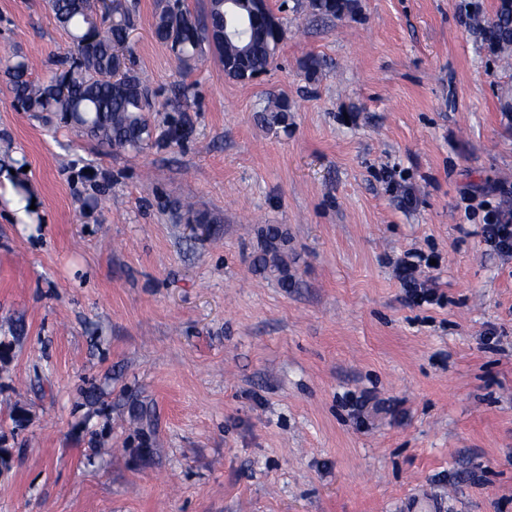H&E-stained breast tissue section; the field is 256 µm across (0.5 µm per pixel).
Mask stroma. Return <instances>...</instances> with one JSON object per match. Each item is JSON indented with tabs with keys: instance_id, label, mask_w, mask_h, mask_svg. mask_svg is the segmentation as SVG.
<instances>
[{
	"instance_id": "obj_1",
	"label": "stroma",
	"mask_w": 512,
	"mask_h": 512,
	"mask_svg": "<svg viewBox=\"0 0 512 512\" xmlns=\"http://www.w3.org/2000/svg\"><path fill=\"white\" fill-rule=\"evenodd\" d=\"M304 2L268 0L276 61L237 82L182 72L160 0H126L135 70L170 113L195 100L186 140L139 154L0 76V512H512V259L480 234L512 204V64L471 23L499 0ZM69 46L48 0H0V64L43 79ZM271 225L297 287L252 266ZM413 249L442 304L405 302Z\"/></svg>"
}]
</instances>
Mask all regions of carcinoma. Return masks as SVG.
<instances>
[{
	"label": "carcinoma",
	"mask_w": 512,
	"mask_h": 512,
	"mask_svg": "<svg viewBox=\"0 0 512 512\" xmlns=\"http://www.w3.org/2000/svg\"><path fill=\"white\" fill-rule=\"evenodd\" d=\"M51 5L54 19L70 35L71 46L55 61L47 80L32 79L34 62L25 55L15 56L6 66L4 75L18 110L47 119L57 116L115 149L142 152L178 144L190 135V126L171 122L166 104L156 101V94L127 64L132 54L129 9L117 5L110 12L99 10L94 0H51ZM347 5L348 0H308L307 7L315 15L336 17ZM226 22L240 28L238 38L224 40ZM475 22L485 24L486 39L497 54L512 58V5H500L490 21ZM154 29L179 67L189 69L211 51L224 73L238 81L266 71L284 37L281 26L250 22L239 0H208L201 18L176 0L155 14ZM264 111L266 124L285 125L287 103L278 101ZM253 264L263 272L277 273L281 286L288 287V265L278 251L257 256Z\"/></svg>",
	"instance_id": "obj_1"
}]
</instances>
